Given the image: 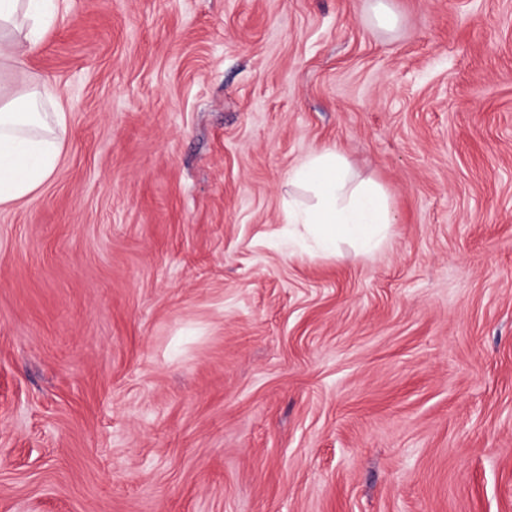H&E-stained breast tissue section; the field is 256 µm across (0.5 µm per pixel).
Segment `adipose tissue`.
<instances>
[{
    "label": "adipose tissue",
    "instance_id": "1",
    "mask_svg": "<svg viewBox=\"0 0 512 512\" xmlns=\"http://www.w3.org/2000/svg\"><path fill=\"white\" fill-rule=\"evenodd\" d=\"M50 23L44 0H0V61L14 59L19 45L36 46ZM62 96L60 87L38 80L20 93H0V206L28 198L54 173L66 134V115L57 108ZM48 103L53 111H45ZM288 181L312 197L289 207L288 221L303 225L321 251L336 254L344 241L363 253L380 245L392 222L386 199L375 184L352 185L337 148L309 155Z\"/></svg>",
    "mask_w": 512,
    "mask_h": 512
}]
</instances>
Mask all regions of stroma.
Segmentation results:
<instances>
[{"instance_id":"35a3bbf8","label":"stroma","mask_w":512,"mask_h":512,"mask_svg":"<svg viewBox=\"0 0 512 512\" xmlns=\"http://www.w3.org/2000/svg\"><path fill=\"white\" fill-rule=\"evenodd\" d=\"M0 209V512H512V0H59ZM338 147L381 247L289 245ZM60 87L32 81L23 91L0 92V206L28 198L54 173L66 134V115L56 105Z\"/></svg>"}]
</instances>
